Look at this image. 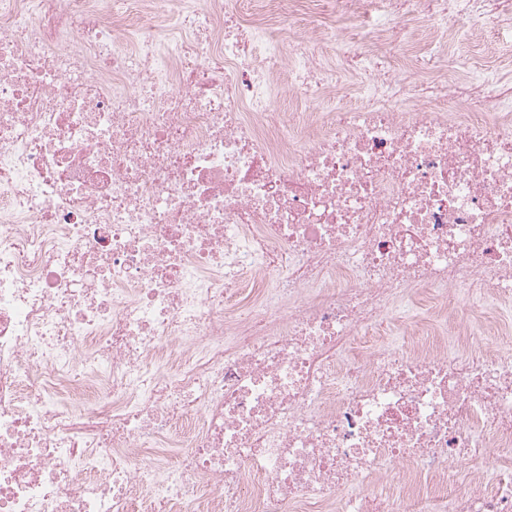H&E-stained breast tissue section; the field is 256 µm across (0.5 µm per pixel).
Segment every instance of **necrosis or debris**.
Returning <instances> with one entry per match:
<instances>
[{
    "mask_svg": "<svg viewBox=\"0 0 512 512\" xmlns=\"http://www.w3.org/2000/svg\"><path fill=\"white\" fill-rule=\"evenodd\" d=\"M308 9L0 0V512H512V0ZM472 28L478 36L475 47L478 55H483L490 60L501 61L498 58V51L511 45L512 50V29L509 27L485 29L481 22L472 23ZM433 304L431 290L421 289L410 298L403 318L387 316L383 319L380 334L372 336H399V345L409 347L418 331L428 323L430 312L427 309Z\"/></svg>",
    "mask_w": 512,
    "mask_h": 512,
    "instance_id": "obj_1",
    "label": "necrosis or debris"
}]
</instances>
